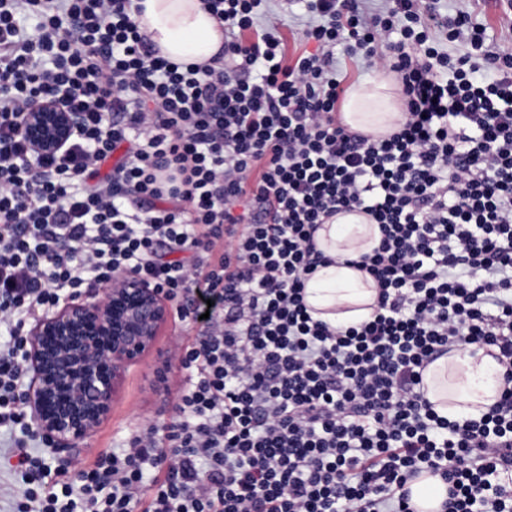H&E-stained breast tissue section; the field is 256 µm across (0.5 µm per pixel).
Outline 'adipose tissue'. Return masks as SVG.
I'll return each mask as SVG.
<instances>
[{"label":"adipose tissue","instance_id":"ef3b65f1","mask_svg":"<svg viewBox=\"0 0 512 512\" xmlns=\"http://www.w3.org/2000/svg\"><path fill=\"white\" fill-rule=\"evenodd\" d=\"M142 31L162 56L177 63H205L224 43V32L201 0H135ZM396 82L383 77L353 85L340 112L350 129L377 136L389 134L402 114L396 101ZM377 224L359 212L337 215L321 225L315 240L331 264L318 267L308 279L305 302L314 319L334 326H357L377 305L378 286L357 268L361 256L380 243ZM500 362L483 352L454 350L425 372L427 398L441 415L457 418L486 411L500 397Z\"/></svg>","mask_w":512,"mask_h":512}]
</instances>
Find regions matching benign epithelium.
I'll return each instance as SVG.
<instances>
[{
  "label": "benign epithelium",
  "mask_w": 512,
  "mask_h": 512,
  "mask_svg": "<svg viewBox=\"0 0 512 512\" xmlns=\"http://www.w3.org/2000/svg\"><path fill=\"white\" fill-rule=\"evenodd\" d=\"M81 129V117L58 101L27 113L24 133L42 155L64 151ZM170 315L168 300L130 273L66 299L30 328L26 399L40 433L56 450H75L108 417L126 366L156 347Z\"/></svg>",
  "instance_id": "1"
}]
</instances>
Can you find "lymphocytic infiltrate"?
<instances>
[{
    "label": "lymphocytic infiltrate",
    "instance_id": "lymphocytic-infiltrate-1",
    "mask_svg": "<svg viewBox=\"0 0 512 512\" xmlns=\"http://www.w3.org/2000/svg\"><path fill=\"white\" fill-rule=\"evenodd\" d=\"M202 2L224 47L179 65L132 0H0L12 512H416L425 473L447 486L441 512H512V42L437 0H307L292 56L268 0ZM338 48L395 75L404 118L387 137L337 121ZM61 94L81 132L38 154L25 115ZM356 208L382 232L360 261L378 306L335 328L308 313L306 282L325 261L319 226ZM119 272L186 298L190 383L170 423L71 477L38 449L29 329ZM467 345L505 366L504 385L452 420L423 373Z\"/></svg>",
    "mask_w": 512,
    "mask_h": 512
}]
</instances>
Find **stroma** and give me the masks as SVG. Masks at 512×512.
Here are the masks:
<instances>
[{
  "mask_svg": "<svg viewBox=\"0 0 512 512\" xmlns=\"http://www.w3.org/2000/svg\"><path fill=\"white\" fill-rule=\"evenodd\" d=\"M441 5L452 14L461 8L474 12L491 35L500 37L512 29V19L503 14L496 0H441ZM196 333L194 325L170 316L159 333L156 352L125 371L107 419L73 454L52 453L51 465L92 464L100 452L120 448L139 424L170 422L176 414L179 392L189 377L180 366L178 353Z\"/></svg>",
  "mask_w": 512,
  "mask_h": 512,
  "instance_id": "obj_1",
  "label": "stroma"
}]
</instances>
